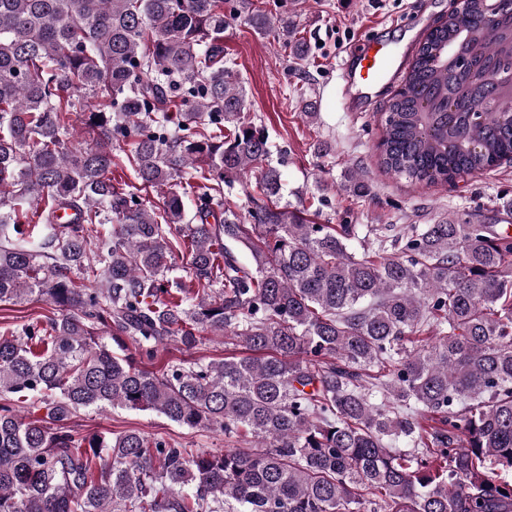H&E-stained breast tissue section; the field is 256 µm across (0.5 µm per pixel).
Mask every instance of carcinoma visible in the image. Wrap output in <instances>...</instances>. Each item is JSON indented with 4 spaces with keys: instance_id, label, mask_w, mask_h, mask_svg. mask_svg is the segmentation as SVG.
<instances>
[{
    "instance_id": "cac0c4a2",
    "label": "carcinoma",
    "mask_w": 512,
    "mask_h": 512,
    "mask_svg": "<svg viewBox=\"0 0 512 512\" xmlns=\"http://www.w3.org/2000/svg\"><path fill=\"white\" fill-rule=\"evenodd\" d=\"M242 15L272 29L252 0L228 16L224 0H0V304L53 306L0 336V512H512V236L457 215L315 224L280 204L224 67ZM276 32L301 56L288 11ZM464 54L512 61V0L494 17L464 0L430 31L382 124L386 173L448 183L512 161V89L448 126ZM116 150L132 179L112 178ZM237 188L242 213L224 205ZM206 335L250 354L144 366ZM87 408L241 447L78 437Z\"/></svg>"
}]
</instances>
